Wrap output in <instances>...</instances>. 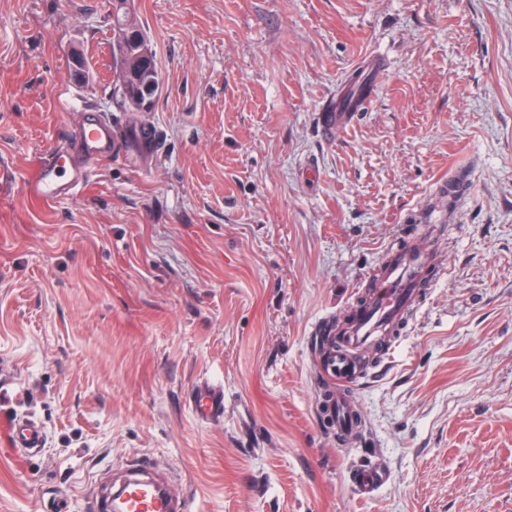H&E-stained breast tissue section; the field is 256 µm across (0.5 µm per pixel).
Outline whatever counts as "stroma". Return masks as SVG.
I'll use <instances>...</instances> for the list:
<instances>
[{"label":"stroma","mask_w":512,"mask_h":512,"mask_svg":"<svg viewBox=\"0 0 512 512\" xmlns=\"http://www.w3.org/2000/svg\"><path fill=\"white\" fill-rule=\"evenodd\" d=\"M127 7L161 76L148 112L114 101L112 0H0V152L30 177L83 106L120 132L71 198H0V428L41 434L0 435V512H99L138 460L191 512H512V0ZM358 73L367 106L324 134ZM459 166L457 213L419 223ZM410 240L439 273L337 444L316 330ZM203 382L221 419L191 406ZM10 439L12 448L33 450L41 446L39 432L33 427H13L10 431ZM385 479L386 473L381 467H372L355 473L353 483L363 494H370L381 486Z\"/></svg>","instance_id":"stroma-1"}]
</instances>
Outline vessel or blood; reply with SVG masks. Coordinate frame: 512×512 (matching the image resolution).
Returning <instances> with one entry per match:
<instances>
[{"label":"vessel or blood","instance_id":"vessel-or-blood-1","mask_svg":"<svg viewBox=\"0 0 512 512\" xmlns=\"http://www.w3.org/2000/svg\"><path fill=\"white\" fill-rule=\"evenodd\" d=\"M113 144L111 120L96 110L83 109L78 136L63 150L51 153L39 163L28 183L29 194L45 203L74 195L88 181L93 165L111 156ZM426 275L427 266L421 252L407 247L379 271L372 298L356 306L347 320L320 325L319 332L325 338L321 375L328 385L327 408L335 421L337 438L359 432L357 414L347 389L358 378L361 357L370 345L379 341L387 326L404 319L415 308ZM194 401L202 415L221 416L224 398L216 386L199 385ZM10 439L15 448L32 450L41 445L40 435L32 427H13ZM385 479L382 468L372 467L355 473L353 483L359 491L369 494ZM102 512H188V508L170 496L163 481L133 476L122 483L120 497L104 500Z\"/></svg>","mask_w":512,"mask_h":512}]
</instances>
